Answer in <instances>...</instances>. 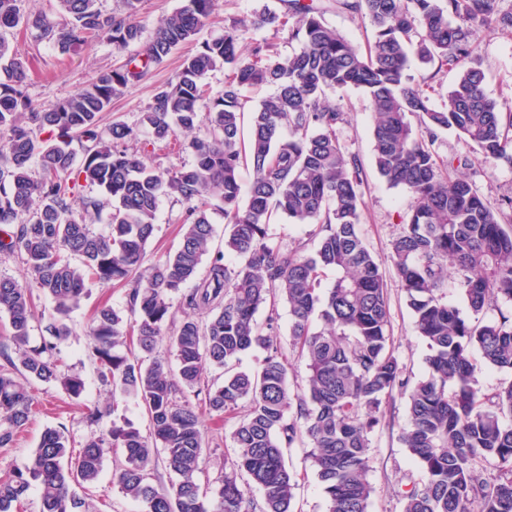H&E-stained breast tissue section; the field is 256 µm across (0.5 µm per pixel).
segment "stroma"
I'll return each instance as SVG.
<instances>
[{
    "mask_svg": "<svg viewBox=\"0 0 512 512\" xmlns=\"http://www.w3.org/2000/svg\"><path fill=\"white\" fill-rule=\"evenodd\" d=\"M279 8V0H215L214 12L204 28L203 37H216L223 33L227 21L246 17L263 7ZM11 47L26 62L27 91L35 104L48 107L69 96L77 88L90 83L101 71L122 65L129 49H115L106 38L89 41L77 52L63 55L51 44L37 40L30 26L19 25L9 32ZM197 43H189L154 66L138 83L129 86L112 101L103 113V125L120 122L136 131L129 141L130 150L136 151L144 162L163 171L192 164L190 150L154 141L149 130L141 126L140 118L152 100L156 86L173 79L185 56L194 53ZM486 75L487 94L499 103L512 107V33H481L473 52ZM329 103L340 107L346 121L337 135L346 151L356 156L364 169V211L361 235L380 262L386 276L395 350L404 363L411 381L426 374L425 359L429 350L414 329V319L407 299L391 267L390 248L393 238L410 208L413 197L403 188L389 186L376 172L372 160L370 138L369 100L363 91L355 88L327 91ZM441 159L469 158L465 174L473 186L487 199L491 207L512 208V168L492 166L484 162L479 151L455 133H440L434 145ZM184 206L175 198H162L157 212V231L146 247V263L164 259L179 243L182 234ZM109 306L127 312V290L118 285L91 286L80 306L71 315V334L59 344L61 355L69 371L79 373L85 382L80 399L74 400L57 385L39 384L33 395L42 410L33 423L21 433L10 448H0V477L27 464L37 447L42 432L49 427L65 426L75 444H83L91 435L106 430L110 417L96 424L86 419L88 408L115 407L118 417L128 418L141 433H148L149 421L145 411L132 399L113 400L110 390L101 385L91 359L88 327L96 311ZM407 392L395 393L387 408L394 427L375 430L371 435L370 463L367 479L374 488L370 512H401L402 503L397 496L404 485L418 480L420 469L399 440L408 424ZM237 422L236 415L222 418L204 416L202 431L205 447L200 466L203 478L217 481L224 475V460L233 454L231 433ZM286 460L298 475L294 490V512H328L327 497L317 480L308 458L306 444L298 442L285 451ZM124 461L121 450L109 452L98 480L79 489L96 512H137L136 504L125 498L112 484V474Z\"/></svg>",
    "mask_w": 512,
    "mask_h": 512,
    "instance_id": "35a3bbf8",
    "label": "stroma"
}]
</instances>
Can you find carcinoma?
Here are the masks:
<instances>
[{
	"mask_svg": "<svg viewBox=\"0 0 512 512\" xmlns=\"http://www.w3.org/2000/svg\"><path fill=\"white\" fill-rule=\"evenodd\" d=\"M25 2L0 0V255L19 259L54 306L40 342L30 344L32 289L0 276V313L9 317L14 345L12 355L0 350V448L12 447L38 412L34 385L82 395L85 383L63 370L59 343L93 284L127 288L131 318L103 306L88 336L100 381L112 396L141 402L152 431L145 437L132 422L114 419L75 456L64 427L46 429L27 465L0 478V512H15L34 483L42 490L40 512H87L74 487L95 482L113 448L125 453L113 485L138 512H253L242 474L262 489L263 512H293L296 480L283 448L303 438L328 512H369L370 435L386 425L393 393L406 389L408 425L400 440L421 476L404 492L402 512H512V380L485 392L474 358L512 372V215L492 208L460 174L467 161L443 162L433 149L439 133L452 131L485 162L512 166V108L486 94L485 72L472 62L480 33L512 32V11H502L501 0H334L336 9L369 21L372 40L363 51L326 23V9L305 0H282L281 15L265 9L233 20L155 88L141 115L155 140L183 135L194 156L189 167L158 171L129 151L134 129H104L101 114L152 67L198 40L214 0H185L121 66L48 109L29 98L25 60L11 50L7 31L30 22L39 40L62 54L103 35L123 49L141 41L134 21L140 0H124L122 16L104 14L99 0H58L68 16L63 22L30 18ZM283 15L293 20L297 48L282 57L265 39L242 57L246 29L276 34ZM413 58L438 73L458 71L442 107L431 106L411 82ZM218 68L227 71L224 90L211 98L205 78ZM263 85L276 91L252 112L245 140L244 90ZM345 87L369 99L377 172L413 197L391 243L395 275L429 350L427 374L413 386L395 353L383 273L360 233L362 165L337 136L344 112L324 98L325 90ZM243 166L253 172L246 189ZM86 185L102 197L84 194ZM165 196L184 205V232L172 254L145 267ZM107 206L108 231L97 234L92 223ZM216 209L227 224L224 249L184 295L187 313L167 337L169 295L196 278ZM277 215L319 225L314 251L270 244L268 224ZM329 272L336 277L323 293ZM450 287L460 290L474 319L448 302ZM281 302L291 315V345L309 370L300 392L291 390L273 340ZM263 308L262 326L256 314ZM490 308L499 319H480ZM165 339L176 353L174 371L155 357ZM257 347L266 356L256 371H231ZM207 366L224 370L222 383L204 381ZM187 392L204 395L217 416L243 410L232 433L234 456L212 490L196 478L204 438ZM159 452L177 476L169 490L152 483Z\"/></svg>",
	"mask_w": 512,
	"mask_h": 512,
	"instance_id": "obj_1",
	"label": "carcinoma"
}]
</instances>
